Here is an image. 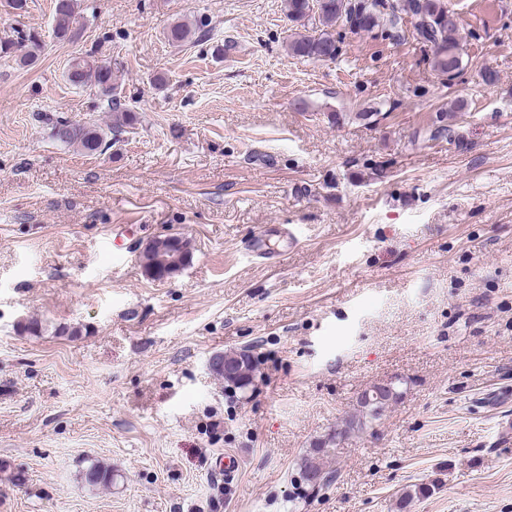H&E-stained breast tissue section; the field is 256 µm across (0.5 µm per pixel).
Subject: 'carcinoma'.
Wrapping results in <instances>:
<instances>
[{"label": "carcinoma", "instance_id": "carcinoma-1", "mask_svg": "<svg viewBox=\"0 0 512 512\" xmlns=\"http://www.w3.org/2000/svg\"><path fill=\"white\" fill-rule=\"evenodd\" d=\"M397 6L388 4V0H283V8L288 21L297 27L306 29L297 33L288 42V53L300 59L327 61L342 55L343 34L368 35L373 38H395L399 36V24L407 20L413 27L412 36L430 49L429 65L438 76L451 83L458 78L466 67L457 39L458 25L448 21V15L455 10L446 0H395ZM92 0L85 5L78 0H55L53 13V33L59 39L79 36L84 28V13L94 10ZM199 26L187 21H178L171 25L167 38L175 44L192 40ZM25 48L19 56L23 65L32 63L42 42L30 39L29 45L14 42L10 38L0 40V53L8 54L13 49ZM68 80L80 85L93 79L100 92L102 108L116 113L110 134L117 139L125 133V128L135 125L136 115L123 108L121 103V84L108 65H96L83 57L71 61L67 71ZM53 139L69 146H75L87 153L108 148V140L91 122L57 120L51 128ZM253 372L252 358L233 368L232 372H218L224 380L246 387L251 382ZM347 430L336 426V431L314 449V456L307 459L305 472L321 473L323 469L318 457L329 456L338 451L334 441L344 438ZM86 480L92 486L109 487L114 481L112 470L100 465H91L86 470Z\"/></svg>", "mask_w": 512, "mask_h": 512}]
</instances>
